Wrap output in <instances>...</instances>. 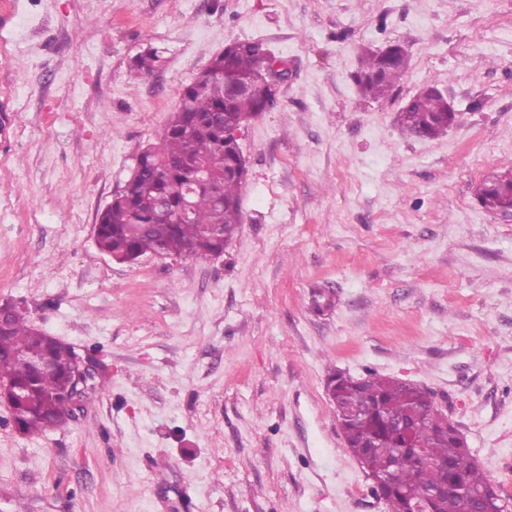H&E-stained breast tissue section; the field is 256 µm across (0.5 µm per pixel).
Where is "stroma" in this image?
I'll return each mask as SVG.
<instances>
[{
    "label": "stroma",
    "mask_w": 512,
    "mask_h": 512,
    "mask_svg": "<svg viewBox=\"0 0 512 512\" xmlns=\"http://www.w3.org/2000/svg\"><path fill=\"white\" fill-rule=\"evenodd\" d=\"M236 40L289 68L239 139L240 235L204 263L112 261L99 213ZM392 44L405 76L362 97L361 54ZM429 86L456 120L408 136L397 116ZM511 168L512 0H0V304L95 372L39 436L0 403V512H385L335 369L434 391L512 497V216L477 197Z\"/></svg>",
    "instance_id": "35a3bbf8"
}]
</instances>
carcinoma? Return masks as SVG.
<instances>
[{"mask_svg":"<svg viewBox=\"0 0 512 512\" xmlns=\"http://www.w3.org/2000/svg\"><path fill=\"white\" fill-rule=\"evenodd\" d=\"M260 44L237 41L216 54L181 94L160 143L137 158L133 176L103 209L95 224L94 242L102 253L121 263L143 254L184 257L207 262L224 253L243 223L240 193L246 173L232 131L260 113L269 97L258 80L262 66ZM388 61L382 52H369L354 79L366 97L382 99L406 73L408 58ZM159 60L148 49L134 59L144 75ZM410 136L433 139L448 130V101L432 90L414 96L399 113ZM204 172L196 179L194 166ZM487 211L501 213L512 205V169L496 174L479 188ZM75 348L31 324L19 308L0 322V381L9 383L5 403L16 414L23 434H42L62 426L67 416L61 399ZM56 370L41 373L33 360ZM336 405L363 410L369 417L340 421L348 450L372 478L375 495L387 512H412V505L429 502L431 512H471L472 492L489 485L473 463H465L469 448L431 422L437 406L431 391L398 379L368 373L351 377L335 372L328 381ZM420 415L414 446L428 453L426 465L413 464L408 449L389 427L408 413ZM448 491L433 496L434 490Z\"/></svg>","mask_w":512,"mask_h":512,"instance_id":"1","label":"carcinoma"}]
</instances>
